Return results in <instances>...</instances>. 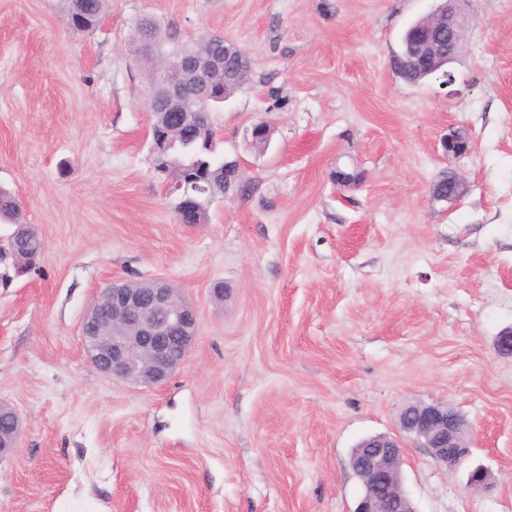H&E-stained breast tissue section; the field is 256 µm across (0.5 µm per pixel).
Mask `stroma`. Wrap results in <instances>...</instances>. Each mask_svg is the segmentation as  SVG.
<instances>
[{
  "instance_id": "1",
  "label": "stroma",
  "mask_w": 512,
  "mask_h": 512,
  "mask_svg": "<svg viewBox=\"0 0 512 512\" xmlns=\"http://www.w3.org/2000/svg\"><path fill=\"white\" fill-rule=\"evenodd\" d=\"M433 0H0V187L41 235V270L0 282V401L22 416L0 512H353L352 448L409 403L470 424L447 472L403 441L415 512H512V0H468L452 85L391 60ZM145 16L253 62L211 112L248 195L179 223L152 168ZM269 146H245L257 121ZM467 154L445 153L449 131ZM360 172L340 186L336 169ZM466 194L431 198L443 174ZM163 279L199 311L162 385L108 379L81 322L116 280ZM224 283L223 300L213 295ZM493 485H465L469 467ZM108 0H69L71 26L76 32L91 31L101 21Z\"/></svg>"
}]
</instances>
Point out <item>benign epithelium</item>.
Returning a JSON list of instances; mask_svg holds the SVG:
<instances>
[{
    "label": "benign epithelium",
    "mask_w": 512,
    "mask_h": 512,
    "mask_svg": "<svg viewBox=\"0 0 512 512\" xmlns=\"http://www.w3.org/2000/svg\"><path fill=\"white\" fill-rule=\"evenodd\" d=\"M435 6L412 27L404 42L410 65L430 71L442 60L453 62L460 50L459 32L466 29L463 5L467 0H434ZM448 32V53H442L439 33ZM224 67V58L196 54L189 61L169 69L163 77L165 98L178 111L189 90H197L196 112H210L214 104L225 101L224 90L211 91L206 77ZM270 126L265 121L253 124L244 133L252 147L270 141ZM446 153L461 156L469 151L468 140L458 131L442 141ZM467 191L461 176L451 174L432 191L436 202H454ZM109 303L93 304L82 325L112 327L110 336H82L87 358L106 377L121 378L145 387L163 384L185 361L199 324V314L169 282L151 281L149 288H129L114 281L107 288ZM11 429L0 432V457L16 448L22 433V419L11 410ZM399 429L429 450L440 466L453 473L470 454L471 429L466 418L441 403H414L401 409ZM350 467L362 482L363 492L354 512H414L404 489L402 446L389 435L378 434L363 440L350 460ZM490 472L476 466L467 473V485H490Z\"/></svg>",
    "instance_id": "7a95c632"
}]
</instances>
